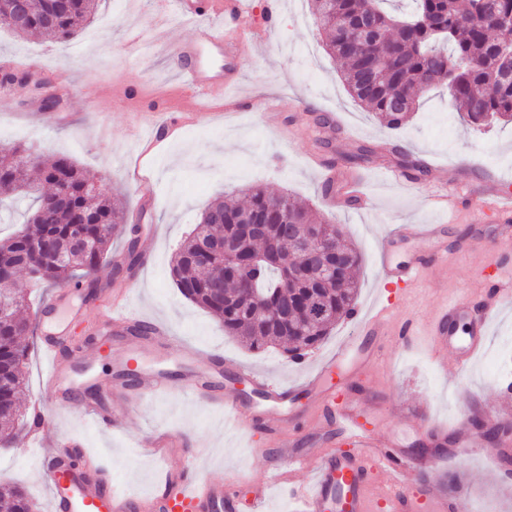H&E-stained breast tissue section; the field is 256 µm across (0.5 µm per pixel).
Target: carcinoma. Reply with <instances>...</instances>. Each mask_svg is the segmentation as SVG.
I'll return each mask as SVG.
<instances>
[{"instance_id": "cac0c4a2", "label": "carcinoma", "mask_w": 512, "mask_h": 512, "mask_svg": "<svg viewBox=\"0 0 512 512\" xmlns=\"http://www.w3.org/2000/svg\"><path fill=\"white\" fill-rule=\"evenodd\" d=\"M389 0H314V14L329 34L326 52L345 61L343 80L351 97L389 128H399L434 89H445V71L454 66L455 90L451 102L464 122L480 128L512 124V77L500 63L506 33L502 22L512 21V0H410L408 14L388 10ZM95 0H71L59 7L55 22L39 27L13 28L20 34H40L66 42L87 24ZM379 33L368 42L350 39L348 31L367 22ZM387 65L369 75L371 60ZM55 187L69 186V200L51 194L33 196L29 227L0 239V264H26V245L45 236L64 259L39 269L38 282L70 285L97 297L91 274L109 251L111 236H126V252L116 263L132 273L144 263L138 250L136 227H127L123 203L116 196L93 193L86 184L94 177L65 157L42 161L21 144L0 148V197L30 187L28 171ZM249 200L240 204L226 195L204 210L191 236L175 252L170 274L181 293L217 317L224 332L249 349L279 347L299 360L329 335L333 326L349 317L356 306V268L359 254L345 240L342 229L296 204L286 193L272 194L261 186L247 188ZM238 224H260L263 244L242 243L243 261L224 267V240L235 235ZM293 227L288 235L283 225ZM315 227L336 242L337 252L324 261L338 265L336 278L319 281L299 257V245ZM208 241L213 254L203 257L199 242ZM0 297L11 302L0 316V448H12L20 429L34 430L41 414L25 416L17 400L24 385L23 367L28 350L20 338L34 333L35 325L22 314L23 287L0 280ZM327 310L311 326L308 305ZM8 512H35V504L22 487L4 496Z\"/></svg>"}]
</instances>
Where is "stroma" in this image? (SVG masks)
Returning a JSON list of instances; mask_svg holds the SVG:
<instances>
[{
	"label": "stroma",
	"instance_id": "obj_1",
	"mask_svg": "<svg viewBox=\"0 0 512 512\" xmlns=\"http://www.w3.org/2000/svg\"><path fill=\"white\" fill-rule=\"evenodd\" d=\"M241 55L232 61L202 52L197 63L214 73L234 71L238 103L226 99L187 98L178 76L173 45L200 40L202 20L176 15L158 20L150 0H98L90 22L66 45L37 34L19 36L0 27V70L46 79L47 94L58 107L47 109L30 87L0 84V144L23 143L44 159L65 155L119 194L128 224L154 228L148 258L135 274L117 272L113 261L125 251L124 240L112 243V258L93 278L105 290L128 288L141 318L169 328L190 354L205 359L217 353L227 362L225 378L235 366L252 369L285 383L331 358L349 338L348 321L339 322L316 349L295 363L278 351H251L204 309L186 299L170 275L176 248L198 224L202 212L230 191L261 185L269 192L292 195L330 223L341 225L359 251L358 305L373 308L383 293L381 244L398 224H421L433 217L429 195L448 173L457 181L477 183L484 168L512 170V125L473 128L459 120L438 91H430L401 130L381 125L346 90L343 61L329 56L309 0H248ZM163 24L161 41L148 50L138 42L155 24ZM273 104L280 127L268 126L262 113L245 100ZM216 113V120L186 124L173 138L149 144L148 114L160 103ZM366 147L355 166L345 154ZM422 161L425 174L413 183L386 180L384 169L397 167L400 152ZM340 179L360 182L372 205L359 210L325 192L321 165ZM449 260L439 278H427L400 309V316L425 323L442 294L461 296L477 287L480 273L496 261L494 221L460 207L448 226ZM29 346L22 398L26 409L41 408L50 423L22 433L17 448L0 449V489L19 483L34 497L38 512H52L48 487L38 475V442L63 436L81 438L112 468V480L133 494L156 491L159 466L134 451L137 441L154 429L183 434L206 477L225 484L240 478L267 482L264 512H298V504L274 481L268 457L275 445L263 424H240L196 394L171 389L142 399L138 413L125 399L111 402L112 421L103 428L81 415L83 396L56 401L41 384L47 361L39 336ZM343 362L328 382L340 398L352 390L366 392L378 405L387 428L410 443L426 441L413 421L432 416L435 424L473 433L459 417L461 406L496 405L512 419V307L499 314L486 352L468 373L449 380L438 368L424 336L390 342L382 364L360 380ZM501 417V418H502ZM447 470L458 478L457 495L471 512H512V442H482L476 453L449 459Z\"/></svg>",
	"mask_w": 512,
	"mask_h": 512
}]
</instances>
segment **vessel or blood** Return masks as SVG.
I'll use <instances>...</instances> for the list:
<instances>
[{"mask_svg":"<svg viewBox=\"0 0 512 512\" xmlns=\"http://www.w3.org/2000/svg\"><path fill=\"white\" fill-rule=\"evenodd\" d=\"M173 14L187 18L204 19V38L216 49L236 57L234 44L225 43L222 30L227 19H243L245 0H167ZM197 53L193 44L176 47L180 60L179 75L185 91L192 97H220L236 84L234 78H221L191 64ZM159 122L152 126L153 139L172 136L183 123L179 110L157 105ZM471 204L477 210L491 208L500 217L505 228L500 240L512 243V177L499 174L484 175L478 193ZM448 230L444 224L399 225L389 235L384 255H391L401 240L408 235L424 238L434 245H442ZM430 258L420 253L404 260L384 263L385 277L403 286L414 285L430 266ZM75 289L59 288L45 299L41 312L56 313L57 319L43 332L42 349L48 359L44 381L57 396L69 399L78 387L73 379L79 352L70 349V319L59 317V309L75 296ZM512 305V283L503 274L482 281L478 296L457 297L445 302L437 320L428 326L433 346L443 351L439 365L450 378H459L469 370L484 349L491 334L494 316ZM393 301L380 302L377 312L354 309L351 320L356 327L357 340L373 337H396L406 341L419 332L412 321L391 326L387 313ZM142 319L131 307L128 293H121L110 301L101 316L100 334L95 341L98 348L111 346L112 336L128 333L141 325ZM355 342L340 348L335 357L321 363L302 383H275L250 371H243L245 381L258 393L251 418H263L275 434L277 448L284 463L276 470L281 484L293 496L302 500L301 512H465L464 499L449 496L446 489V464L449 454L469 453L471 437H458L452 452L443 451L415 457L409 454L402 440L389 436L384 426L367 430L361 410L369 406L366 398L337 401L335 393L325 385L327 375L338 360L355 351ZM356 352V351H355ZM220 365H202L181 380L183 391L210 395L212 401L225 411L242 415L240 401L233 393H222ZM135 385L115 380L106 383L109 392L121 397H147L170 388L167 371L143 370L135 375ZM307 388L316 396L318 405L326 407L327 415L316 418V430L331 427L337 439L349 447L348 453L333 450L331 443L322 442L315 448H300L298 438L282 429L286 412L300 388ZM164 476L155 494L135 497L116 487L100 470L97 459L83 443L68 439L50 450H43L40 469L51 490L54 512H237L238 501L250 497L254 512L261 509L269 496L266 483L241 481L229 488L207 477L198 469L192 454L186 453L178 436L170 432L152 434L145 442ZM313 468L316 476L311 483L300 486L294 482L296 470Z\"/></svg>","mask_w":512,"mask_h":512,"instance_id":"obj_1","label":"vessel or blood"}]
</instances>
